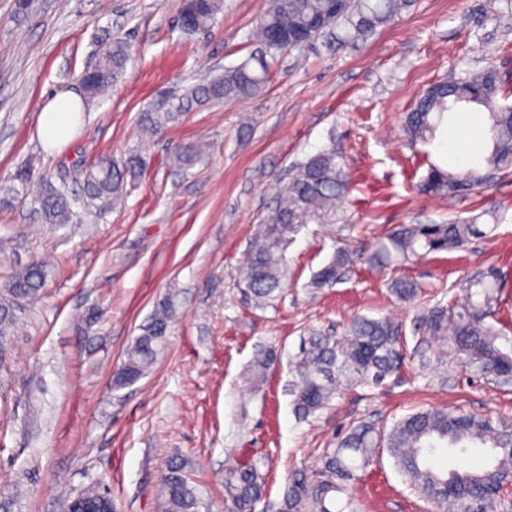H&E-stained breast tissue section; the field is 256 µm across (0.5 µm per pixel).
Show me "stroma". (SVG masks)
<instances>
[{
	"label": "stroma",
	"mask_w": 512,
	"mask_h": 512,
	"mask_svg": "<svg viewBox=\"0 0 512 512\" xmlns=\"http://www.w3.org/2000/svg\"><path fill=\"white\" fill-rule=\"evenodd\" d=\"M268 0H224L205 31L184 33L179 0H0V187L66 184L82 191L102 154L140 151L147 169L121 203L81 223H42L29 201L0 195V289L20 268L46 281L21 300L0 349V512H62L88 488L108 489L114 512H161L157 488L183 461L209 512H224V469L259 461L266 512H278L289 474L317 464L352 424H382L430 406L512 417V387L454 371L453 358L422 368L416 317L472 276L494 270L498 320L512 327V168L460 194L417 189L438 145L412 143L403 125L416 98L448 71L496 69L512 106V24L506 0H414L367 40L331 36L284 51L259 96L195 106L146 133L145 108L237 65ZM126 42L123 76L85 104L74 136L45 151L38 118L56 92L81 93V78L106 47ZM204 148L189 170L175 146ZM323 148L342 156L352 190L343 222L311 224L289 247L293 278L277 307L247 304L243 254L288 171ZM480 215L490 236L387 268L358 262L334 287L307 283L334 249L372 248L400 224H445ZM421 288L399 302L391 280ZM176 315L148 374L117 389L112 376L133 338L166 298ZM403 325L407 354L380 386L341 390L310 421L298 420L288 385L301 336L342 335L356 316ZM281 353L264 385L243 376L266 348ZM362 512H432L389 456L352 487Z\"/></svg>",
	"instance_id": "1"
}]
</instances>
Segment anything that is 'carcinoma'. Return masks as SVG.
I'll list each match as a JSON object with an SVG mask.
<instances>
[{
  "instance_id": "obj_1",
  "label": "carcinoma",
  "mask_w": 512,
  "mask_h": 512,
  "mask_svg": "<svg viewBox=\"0 0 512 512\" xmlns=\"http://www.w3.org/2000/svg\"><path fill=\"white\" fill-rule=\"evenodd\" d=\"M412 0H346L341 12L326 27L341 25L345 40H366L376 29L408 9ZM328 0H269L250 39L259 48L244 62L224 69V74L193 85L175 96L164 112L144 113L143 123L151 129L179 119L201 101H232L261 94L269 81L271 67L282 47L271 44L279 31L290 38L295 33L317 36V23L326 14ZM223 8V0H202L186 30L210 26ZM128 47L114 41L98 64L83 75L88 98L109 88L124 72ZM501 83L490 69L466 76L451 74L434 82L406 114L405 130L414 142L430 143L444 128L449 114L459 106L475 105L486 111L479 129L491 149L485 167L454 172L448 160L428 163L427 175L418 185L426 194L456 193L487 182L491 170L512 165V107L500 104ZM201 152L185 146L174 155V164L189 169L200 161ZM145 162L138 152L115 161L102 155L84 174L82 195L47 182L34 198L47 224H69L76 211L96 207V202L119 200L127 179L140 174ZM350 183L335 150L323 149L297 164L285 187V200L274 208L252 237L246 258L242 295L256 308L272 306L281 297L290 277L286 252L308 224H334L338 205L349 193ZM479 217L448 224H401L379 240L367 261L378 267L403 263L413 257L454 250L471 240L483 238ZM359 259V254L338 247L326 264L311 276L308 287L318 292L335 286ZM42 267L32 264L14 274L7 297L0 300V337L16 321L14 303L35 295L43 287ZM497 275L488 271L467 283L465 299L446 304L437 301L419 316L418 344H445L446 352L473 376L491 377L499 387L512 384V329L496 326ZM390 293L401 302L419 296L417 284L397 278ZM174 303L167 299L157 306L150 323L129 346L126 358L113 375V385L122 388L142 378L166 347L174 316ZM405 346L403 327L390 319L360 316L352 320L344 336L337 338L315 331L301 338L292 359L293 380L289 392L296 417L306 420L324 409L344 386L379 385L396 372ZM279 361L273 349L260 353L246 374V383L262 385ZM490 446L492 461L479 470L437 468L433 456L440 448ZM414 493L425 498L436 512H512V423H493L488 417L455 414L430 408L394 421L390 426L359 422L327 450L313 469H298L288 477L279 504L280 512H357L349 488L382 452ZM163 512H201L207 503L198 487L184 474L182 464L172 462L161 480ZM266 495L265 476L258 463L248 461L225 468V512H256ZM92 508L113 512L112 496L91 488L80 494Z\"/></svg>"
}]
</instances>
